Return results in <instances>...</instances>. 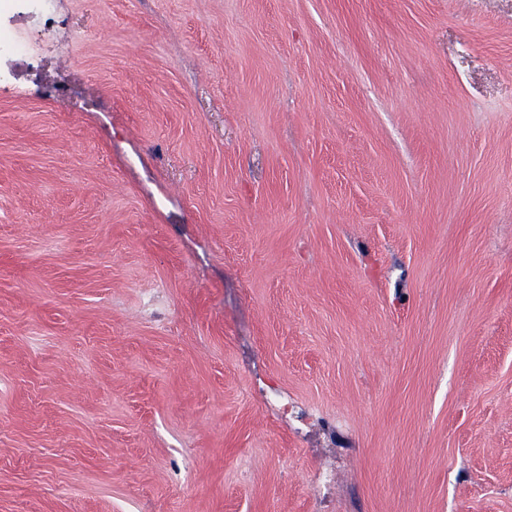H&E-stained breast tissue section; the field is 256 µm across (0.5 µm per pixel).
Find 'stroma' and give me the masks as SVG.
<instances>
[{
    "mask_svg": "<svg viewBox=\"0 0 512 512\" xmlns=\"http://www.w3.org/2000/svg\"><path fill=\"white\" fill-rule=\"evenodd\" d=\"M19 5L0 512H512V0ZM39 1L44 4L40 14L41 31H44V34H55L61 29H67L69 27V23L66 19L57 17L52 7L54 0Z\"/></svg>",
    "mask_w": 512,
    "mask_h": 512,
    "instance_id": "1",
    "label": "stroma"
}]
</instances>
